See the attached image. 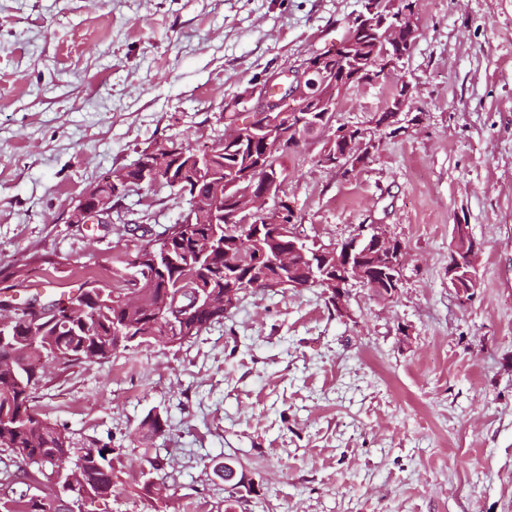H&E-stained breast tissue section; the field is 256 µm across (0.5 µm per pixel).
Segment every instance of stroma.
<instances>
[{
  "mask_svg": "<svg viewBox=\"0 0 512 512\" xmlns=\"http://www.w3.org/2000/svg\"><path fill=\"white\" fill-rule=\"evenodd\" d=\"M359 0H0V290L68 299L186 204L131 186L113 219L74 224L85 190L173 139L223 140L266 78L339 41ZM401 77L420 120L377 127L391 82L341 97L334 125L375 137L351 175L323 138L284 155L301 234L374 224L403 244L398 295L251 288L177 346L51 371L32 404L74 454L117 449L95 512H224L220 467L254 482L240 512H512V0H418ZM480 286H448L453 227ZM166 431L142 438L148 413Z\"/></svg>",
  "mask_w": 512,
  "mask_h": 512,
  "instance_id": "1",
  "label": "stroma"
}]
</instances>
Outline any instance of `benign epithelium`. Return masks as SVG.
I'll return each instance as SVG.
<instances>
[{
	"instance_id": "7a95c632",
	"label": "benign epithelium",
	"mask_w": 512,
	"mask_h": 512,
	"mask_svg": "<svg viewBox=\"0 0 512 512\" xmlns=\"http://www.w3.org/2000/svg\"><path fill=\"white\" fill-rule=\"evenodd\" d=\"M360 3L361 8L356 14V27L373 32L384 46L380 60L368 72L369 82L380 83L397 70L399 63L413 50L418 32L417 17L410 10L395 13L401 0H360ZM338 61L344 66L354 67L360 64L359 44L355 37L346 38L332 52L314 55L306 60L299 69L288 75L287 85L281 82V74L269 75L267 86L276 88V92L264 91L256 103L255 123L251 126L252 136L265 143L274 137L277 143L288 144L290 150L300 148L336 112V102L346 92L347 85L336 79ZM409 109L410 84L403 80L397 85L395 95L389 99L386 111L398 117ZM374 148L375 141L366 139L360 133L347 141L343 152L336 153V158L329 160V163L349 175L358 168L361 159L371 155ZM184 158L185 155L170 151L164 157L155 150L146 152L139 163L142 181L155 183L163 175L173 178L176 168ZM281 179V174L273 175L269 169H264L263 176L257 175L253 178L255 183L262 182V188L257 193H252L250 189L234 192L237 210L233 216L224 218V205L221 204L208 211L205 223L227 222L237 225L239 230L242 229L255 216L246 201L252 198L261 205L269 202ZM107 182H112V178L95 184L82 194L72 211L70 223L84 224L94 216L112 217V200L104 199L97 193V189ZM453 236L452 259L448 263V284L454 290L458 301L464 303L480 286L475 266L479 244L464 224L454 225ZM367 239L374 245L378 257L388 261L394 287L384 293V297L391 300L399 293L403 245L387 233L376 229ZM313 253L324 263L336 265V277H311L306 282L290 280L289 286L296 289L323 286L330 303L334 304L340 314L347 312L346 285L356 281L367 288L373 287L363 267L350 262L340 264L337 245L317 244Z\"/></svg>"
}]
</instances>
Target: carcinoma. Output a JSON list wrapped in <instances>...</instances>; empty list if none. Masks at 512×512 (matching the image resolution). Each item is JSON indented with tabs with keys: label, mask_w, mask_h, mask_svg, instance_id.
Here are the masks:
<instances>
[{
	"label": "carcinoma",
	"mask_w": 512,
	"mask_h": 512,
	"mask_svg": "<svg viewBox=\"0 0 512 512\" xmlns=\"http://www.w3.org/2000/svg\"><path fill=\"white\" fill-rule=\"evenodd\" d=\"M278 150L251 145V138L224 143L215 150L217 164L224 169L222 178L239 182L246 189L252 183L248 170L257 163L281 167ZM216 180L189 168L178 181L188 200L195 201L203 212L217 195ZM294 212L285 210L281 221L269 223L257 216L242 238L225 235L227 224H188L187 232L172 239L171 250L164 244L145 243L126 262V272L119 274V286L107 288L85 279L78 285L77 295L68 298L83 310L68 322L50 325L39 336L30 335L27 312L21 311L11 325L0 326V359L24 364L28 371L17 377L0 368V443L8 447L17 464V472L8 473L0 483V512H72L71 506L89 499L96 504L112 496L114 486L111 455L114 448H89L77 456L75 467L82 470L85 483L62 486V493L29 496L16 493L13 485L38 481L44 468L60 467L70 455V444L60 429L40 418L32 408L30 371L45 378L43 367L54 365L59 370L82 362L105 361L121 349L143 343L169 346L179 341L169 334L166 321L159 316L165 303L188 305L191 315L185 333L198 335L224 319L222 299L240 294L251 287L256 278L252 261L256 255H270L288 250V236L278 229L295 227ZM200 237L214 240L216 248L205 261L196 255ZM166 420L158 413L148 414L141 423L146 436L165 432Z\"/></svg>",
	"instance_id": "obj_1"
}]
</instances>
